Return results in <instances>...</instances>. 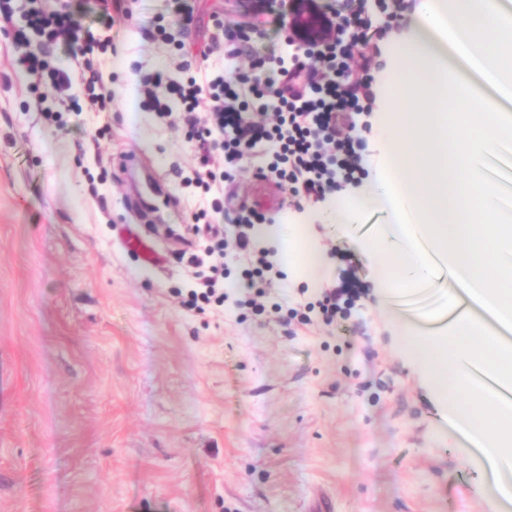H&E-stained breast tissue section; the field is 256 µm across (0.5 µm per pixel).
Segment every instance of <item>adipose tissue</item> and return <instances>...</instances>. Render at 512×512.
Listing matches in <instances>:
<instances>
[{
	"instance_id": "obj_1",
	"label": "adipose tissue",
	"mask_w": 512,
	"mask_h": 512,
	"mask_svg": "<svg viewBox=\"0 0 512 512\" xmlns=\"http://www.w3.org/2000/svg\"><path fill=\"white\" fill-rule=\"evenodd\" d=\"M384 85L390 140L375 185L337 197L328 220L360 223L388 204L389 231L371 243L387 259L380 278L395 290L448 276L451 296L472 303L442 334L398 319L404 347L425 368L443 418L477 445L489 512H512V404L482 379L512 384V190L489 181L486 160L512 135V0H422ZM454 76L455 91L444 80Z\"/></svg>"
}]
</instances>
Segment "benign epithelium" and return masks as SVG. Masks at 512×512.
I'll return each mask as SVG.
<instances>
[{
	"label": "benign epithelium",
	"mask_w": 512,
	"mask_h": 512,
	"mask_svg": "<svg viewBox=\"0 0 512 512\" xmlns=\"http://www.w3.org/2000/svg\"><path fill=\"white\" fill-rule=\"evenodd\" d=\"M279 5L288 16V40L297 48L322 49L344 36L318 0H279Z\"/></svg>",
	"instance_id": "1"
}]
</instances>
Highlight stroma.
Returning a JSON list of instances; mask_svg holds the SVG:
<instances>
[{
    "label": "stroma",
    "mask_w": 512,
    "mask_h": 512,
    "mask_svg": "<svg viewBox=\"0 0 512 512\" xmlns=\"http://www.w3.org/2000/svg\"><path fill=\"white\" fill-rule=\"evenodd\" d=\"M100 66L106 112L52 121L17 66L12 38L28 0L0 19V512H489L473 445L443 424L422 367L403 352L379 286L383 258L353 246L244 164L209 224L231 232L237 207L293 232L308 223L324 284L365 286L351 315L326 325L237 321L229 303L190 306L200 267L182 256L196 201L181 188L196 155L183 125L141 108L142 75L227 76L286 48L271 0L260 38L237 59L203 58L216 22L245 24L234 0H120ZM360 14L376 46L352 68L371 81L362 131L376 176L385 139L390 43L420 0L394 14L375 0H319ZM163 18L177 53L149 36ZM132 231L154 263L123 247Z\"/></svg>",
    "instance_id": "obj_1"
}]
</instances>
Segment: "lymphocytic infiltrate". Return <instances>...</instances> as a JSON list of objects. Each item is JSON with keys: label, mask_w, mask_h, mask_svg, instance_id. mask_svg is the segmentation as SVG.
<instances>
[{"label": "lymphocytic infiltrate", "mask_w": 512, "mask_h": 512, "mask_svg": "<svg viewBox=\"0 0 512 512\" xmlns=\"http://www.w3.org/2000/svg\"><path fill=\"white\" fill-rule=\"evenodd\" d=\"M30 4L26 29L14 33L16 44L24 48L17 63L31 78L30 90L38 91L47 83L63 93L79 84L85 99L71 101L69 111H107L112 92L93 56L107 53L111 39L95 37L75 25L67 8L47 10L40 0H30ZM339 26L349 33V46L327 49L314 70H305L299 61L275 67L258 61L252 73L240 74L234 81L225 80L220 71L201 81L160 72L143 77L148 110L171 124L184 120L191 128L198 155L192 182L203 190L198 199L200 214L223 212L224 182L231 177V167L257 157L264 160L261 174L273 177L295 198L313 195L320 199L325 189L360 183L367 172V156L366 143L357 131L371 85L367 76L352 71L348 49L358 47L367 58L374 46L361 18H342ZM31 29L42 37L44 46L68 45L74 68L49 66L43 55L26 51ZM269 111L276 114L271 123L264 119ZM218 147L224 151L226 165L219 173L210 167L211 151ZM257 218L254 210L240 211L235 250L247 287L256 294L248 306L261 315L265 307L259 298L278 269L268 250L250 234Z\"/></svg>", "instance_id": "f902f5d3"}]
</instances>
